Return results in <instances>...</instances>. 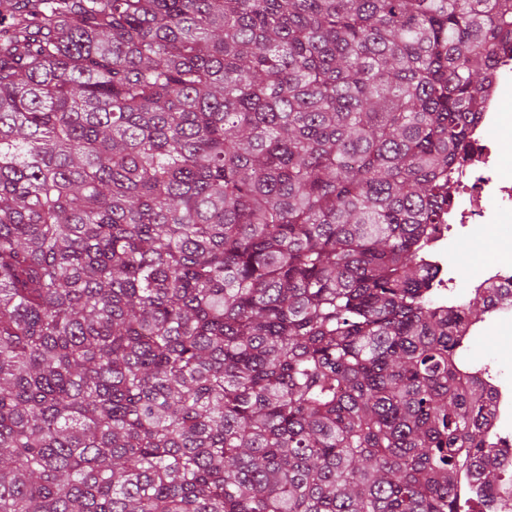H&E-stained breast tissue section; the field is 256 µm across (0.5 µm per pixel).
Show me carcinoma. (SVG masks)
<instances>
[{
    "mask_svg": "<svg viewBox=\"0 0 512 512\" xmlns=\"http://www.w3.org/2000/svg\"><path fill=\"white\" fill-rule=\"evenodd\" d=\"M508 52L512 0H0V512H462L423 254Z\"/></svg>",
    "mask_w": 512,
    "mask_h": 512,
    "instance_id": "1",
    "label": "carcinoma"
}]
</instances>
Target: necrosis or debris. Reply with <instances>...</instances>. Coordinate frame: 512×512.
<instances>
[{"label":"necrosis or debris","mask_w":512,"mask_h":512,"mask_svg":"<svg viewBox=\"0 0 512 512\" xmlns=\"http://www.w3.org/2000/svg\"><path fill=\"white\" fill-rule=\"evenodd\" d=\"M512 81V60L501 62L489 78L482 110L476 116L470 137L466 166L451 187L453 202L442 219L440 231L428 244L426 262L434 277L430 283L435 308L451 312L462 309L467 296L484 298L482 312L464 318L458 334L462 344L492 332L512 346V251L499 252L475 276L460 278L448 264L451 245L472 238L480 227L497 224L512 214V179L500 174L497 135L504 125L499 109L502 93ZM474 378L491 397V412L485 424L489 458L512 465V372L491 360L469 359Z\"/></svg>","instance_id":"necrosis-or-debris-1"}]
</instances>
